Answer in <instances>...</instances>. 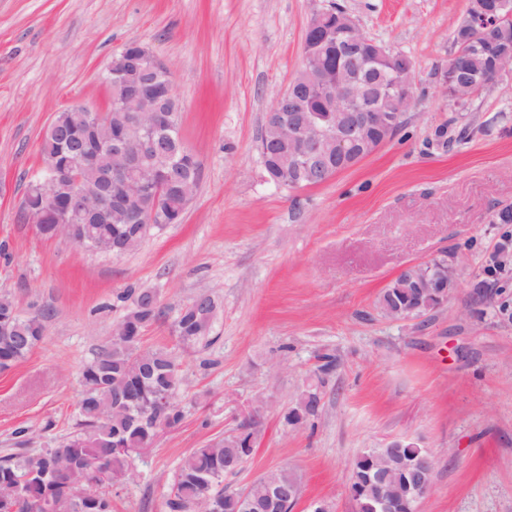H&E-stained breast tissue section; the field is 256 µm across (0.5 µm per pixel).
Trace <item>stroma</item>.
Returning a JSON list of instances; mask_svg holds the SVG:
<instances>
[{
  "mask_svg": "<svg viewBox=\"0 0 512 512\" xmlns=\"http://www.w3.org/2000/svg\"><path fill=\"white\" fill-rule=\"evenodd\" d=\"M369 36L415 64L416 103L401 130L327 183L276 188L258 140L272 102L302 64L315 9L328 0H0V293L25 313L48 305L43 342L0 373V455L17 428L33 448L69 433L79 370L107 341L130 288L167 306L216 296L217 340L183 354L189 394L205 406L162 432L112 491V512H168L181 460L259 409L255 452L224 484L281 467L302 484L295 512L328 502L356 512L351 462L394 439L435 459L419 512H512V266L489 276L512 233V77L463 104L442 73L467 0H338ZM171 70L185 144L200 165L182 223L152 230L120 257L42 234L20 204L57 112L104 110L102 73L126 42ZM447 255L455 285L419 319L384 317L377 301L408 264ZM326 375L318 416L282 422Z\"/></svg>",
  "mask_w": 512,
  "mask_h": 512,
  "instance_id": "1",
  "label": "stroma"
}]
</instances>
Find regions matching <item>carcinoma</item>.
Listing matches in <instances>:
<instances>
[{
    "label": "carcinoma",
    "mask_w": 512,
    "mask_h": 512,
    "mask_svg": "<svg viewBox=\"0 0 512 512\" xmlns=\"http://www.w3.org/2000/svg\"><path fill=\"white\" fill-rule=\"evenodd\" d=\"M336 23V14L324 16L319 26L307 33L306 46L314 48L313 56L322 72L336 78L337 66L351 62L336 56V46L321 42L320 28ZM474 33L456 29L455 51L448 59L445 74L464 69L483 74L489 68V56L495 51L512 55V20L500 22L489 34L478 38L483 50L466 44ZM141 43H125L120 52L134 61L122 77L144 68L140 54ZM301 113L318 119L325 128L336 127L340 116L336 108L315 96L302 103ZM406 111L395 97L374 102L368 113L370 122L366 136L373 146L383 137L374 136L375 126L388 119L395 120L392 133L403 126ZM127 112H107L103 134L118 135L128 122ZM66 129H80L88 122L85 112L57 113ZM161 128L157 154L152 160L153 171L164 173L158 185L150 191L132 194L123 191L127 174L112 170V216L109 224L72 225L73 242L94 251L123 239L126 251L135 250L143 237L134 234L136 221L146 213H155L160 229L182 221L188 199L198 189L200 163L185 149L181 133L180 113H160ZM274 146L279 158H284L295 147L284 143L271 127H264L259 154ZM42 168L30 184L46 183L55 170L66 166L68 178L85 188H94L110 168L108 156L103 155L94 165L81 166L62 150L54 135L46 136L42 149ZM130 300L121 320L113 329V337L101 346L82 367L80 379L83 392L77 403L75 430L60 444L36 451L22 450L0 457V512H112V493L102 483V476L124 483L133 475V449L152 446L157 422L168 429L180 426L186 412L176 396L186 393L188 376L176 353L166 347L145 348V332L164 320L169 307L152 297L146 289L127 290ZM437 301L413 294L407 287L405 275L397 276L383 290L379 307L389 317L399 309L405 315L417 318L435 308ZM218 301L209 292L199 293L187 303L178 306L170 325L178 346L203 348L214 343V324ZM54 311L41 307L23 315L14 299L0 295V372H5L25 360L42 342L47 322ZM326 364L320 375L306 385L295 404L283 414L286 426H297L316 416L321 408L324 379L333 359L323 356ZM258 422L243 420L230 433L208 441L194 449L180 464L170 488L166 506L168 512H245L249 498L264 496L260 478L240 490L224 488V476L239 473L251 459L254 448L250 439H258ZM388 453L411 466L434 468V459L425 448H390ZM84 478L88 487L76 490L71 483ZM385 484L375 477L370 462L359 456L349 473V493L356 495L358 512H380L379 499Z\"/></svg>",
    "instance_id": "cac0c4a2"
}]
</instances>
